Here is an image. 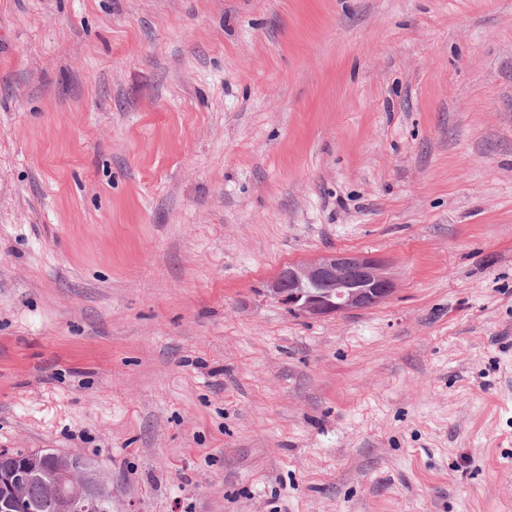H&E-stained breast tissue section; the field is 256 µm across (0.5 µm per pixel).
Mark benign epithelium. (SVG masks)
I'll return each instance as SVG.
<instances>
[{
	"label": "benign epithelium",
	"instance_id": "benign-epithelium-1",
	"mask_svg": "<svg viewBox=\"0 0 512 512\" xmlns=\"http://www.w3.org/2000/svg\"><path fill=\"white\" fill-rule=\"evenodd\" d=\"M395 282L387 265L354 252H332L290 263L266 283L264 296L298 319H315L369 308L388 300ZM38 480L56 512H112V486L80 456L30 450L0 469V512H26L27 486Z\"/></svg>",
	"mask_w": 512,
	"mask_h": 512
}]
</instances>
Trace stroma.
I'll return each mask as SVG.
<instances>
[{
	"label": "stroma",
	"mask_w": 512,
	"mask_h": 512,
	"mask_svg": "<svg viewBox=\"0 0 512 512\" xmlns=\"http://www.w3.org/2000/svg\"><path fill=\"white\" fill-rule=\"evenodd\" d=\"M329 252L390 300L261 290ZM112 512H512V0H0V449ZM395 289L383 261L332 252L283 266L262 293L298 319H315L378 305ZM24 452L0 451V467L4 468L0 469L1 512H25L29 504L25 490L35 480L43 483L57 512H112V486L87 460L43 448L30 450L23 457Z\"/></svg>",
	"instance_id": "stroma-1"
}]
</instances>
